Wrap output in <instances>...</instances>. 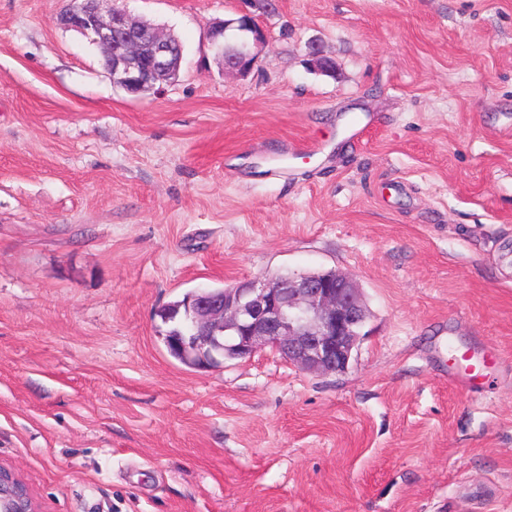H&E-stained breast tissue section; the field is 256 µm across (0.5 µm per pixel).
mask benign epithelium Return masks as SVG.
<instances>
[{
  "label": "benign epithelium",
  "mask_w": 512,
  "mask_h": 512,
  "mask_svg": "<svg viewBox=\"0 0 512 512\" xmlns=\"http://www.w3.org/2000/svg\"><path fill=\"white\" fill-rule=\"evenodd\" d=\"M60 25L92 36L110 54L112 83L137 96L178 68V49L170 37L139 27L117 0H71ZM247 34L224 53L219 40L226 29ZM224 71L244 75L255 50L267 43L253 15L227 19L211 30ZM185 319L191 335L165 338L169 352L195 369L217 360L241 359L266 348L307 372L338 373L347 369L369 319L361 288L337 271L288 273L243 279L220 294L199 289L190 294ZM0 512H38L23 479L0 467Z\"/></svg>",
  "instance_id": "obj_1"
}]
</instances>
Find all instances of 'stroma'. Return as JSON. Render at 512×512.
<instances>
[{"label": "stroma", "mask_w": 512, "mask_h": 512, "mask_svg": "<svg viewBox=\"0 0 512 512\" xmlns=\"http://www.w3.org/2000/svg\"><path fill=\"white\" fill-rule=\"evenodd\" d=\"M67 2L0 0V464L42 512H512V0H279L244 76L241 0H119L183 46L137 98ZM330 269L345 372L168 353L163 306ZM230 28L247 33V37L235 45L230 53H224L223 55L224 42L227 44L232 41L227 36V31ZM225 29L228 30L224 35ZM221 34L224 35L223 40L222 36L220 37ZM219 37L222 41H219ZM211 39L218 55L222 58L224 71L239 75L247 74L250 71L257 55L255 49L262 48L267 43L265 31L256 22L254 16L249 13L241 14L237 18L224 20L222 24L211 30Z\"/></svg>", "instance_id": "obj_1"}]
</instances>
